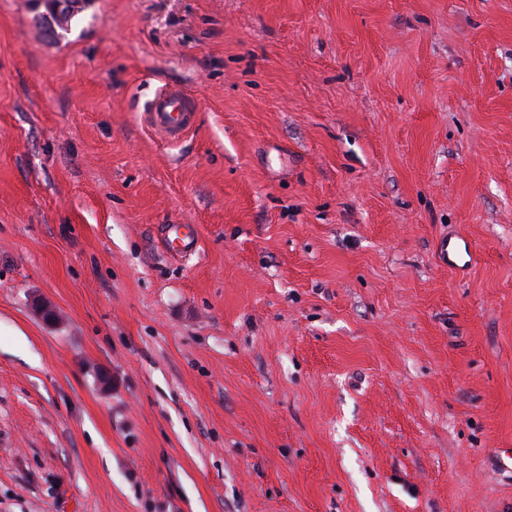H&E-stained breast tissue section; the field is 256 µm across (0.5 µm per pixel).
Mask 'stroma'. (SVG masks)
<instances>
[{
	"label": "stroma",
	"instance_id": "35a3bbf8",
	"mask_svg": "<svg viewBox=\"0 0 512 512\" xmlns=\"http://www.w3.org/2000/svg\"><path fill=\"white\" fill-rule=\"evenodd\" d=\"M38 12L0 0V512H512V0ZM50 15L43 18V22L50 28L56 29L67 27V22L72 14L80 8L78 0H54ZM194 110L185 95L171 88L159 90L144 113L147 127L174 143L193 126ZM167 242L169 244V235L172 236V242L178 244L177 250L183 254L191 255L195 252L197 243V231L190 224H168L165 226Z\"/></svg>",
	"mask_w": 512,
	"mask_h": 512
}]
</instances>
